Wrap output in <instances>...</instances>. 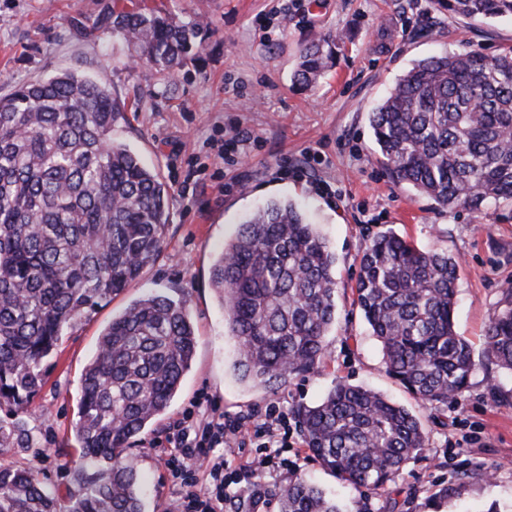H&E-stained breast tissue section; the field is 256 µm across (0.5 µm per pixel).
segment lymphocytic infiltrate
Listing matches in <instances>:
<instances>
[{
    "label": "lymphocytic infiltrate",
    "mask_w": 512,
    "mask_h": 512,
    "mask_svg": "<svg viewBox=\"0 0 512 512\" xmlns=\"http://www.w3.org/2000/svg\"><path fill=\"white\" fill-rule=\"evenodd\" d=\"M271 427H249L246 421H228L219 406L205 411H188L177 425L174 447L164 454V462L173 478L181 480L185 492L179 503V512H224V457L219 450L224 445L258 444L256 455L249 465L251 475L265 469L273 449L283 447L280 428L286 427L288 414L280 406L268 411ZM205 463L211 481L199 487L195 471L198 463Z\"/></svg>",
    "instance_id": "obj_1"
}]
</instances>
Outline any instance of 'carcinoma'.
<instances>
[{
    "label": "carcinoma",
    "instance_id": "obj_1",
    "mask_svg": "<svg viewBox=\"0 0 512 512\" xmlns=\"http://www.w3.org/2000/svg\"><path fill=\"white\" fill-rule=\"evenodd\" d=\"M473 21L512 19V0H433ZM112 32L160 71L199 51L207 30L136 2L113 0ZM343 37L300 47L294 81L311 88ZM125 103L103 83L63 72L0 97V454L31 448V405L68 329L121 294L158 254L169 189L112 138ZM382 164L438 206L480 216L512 202V49L420 60L369 117ZM458 257L392 232L365 244L353 306L381 344L389 376L424 405L466 388L471 348L454 323ZM240 382L281 388L329 358L336 254L290 200L258 207L211 270ZM485 358L512 373V285L489 318ZM197 336L185 304L160 293L112 318L85 366L74 424L80 463L63 501L37 474L0 466V512H143L128 445L179 391ZM317 463L356 490H382L426 448L420 418L374 390L336 383L294 410ZM272 496L279 512H342L301 475Z\"/></svg>",
    "mask_w": 512,
    "mask_h": 512
}]
</instances>
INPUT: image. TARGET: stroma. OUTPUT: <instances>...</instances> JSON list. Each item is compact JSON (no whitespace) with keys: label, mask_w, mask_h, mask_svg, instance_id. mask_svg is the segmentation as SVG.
I'll return each instance as SVG.
<instances>
[{"label":"stroma","mask_w":512,"mask_h":512,"mask_svg":"<svg viewBox=\"0 0 512 512\" xmlns=\"http://www.w3.org/2000/svg\"><path fill=\"white\" fill-rule=\"evenodd\" d=\"M175 19L204 22L201 52L172 73L156 72L113 34L112 0H0V97L64 71L106 84L129 110L113 136L170 189V222L157 258L109 303L88 311L64 337L28 419L37 443L0 456L32 470L61 498L79 462L73 422L80 377L100 332L134 299L156 291L185 303L198 346L166 413L136 437L143 512H177L180 488L161 455L172 425L198 399L226 420H265L318 404L339 381L378 391L417 414L428 445L385 489L359 493L311 459L296 419L282 456L295 472L267 470L231 485L224 512H276L271 493L292 474L343 501L347 512H487L512 506V373L487 364L484 328L512 282V204L482 217L448 210L396 184L378 158L369 114L413 63L470 48L512 49V21L479 23L436 10L431 0H145ZM346 36L335 67L317 86L292 83L301 43ZM244 154L229 157L232 136ZM298 203L328 237L337 258V315L330 360L275 390L238 381L236 349L209 277L212 258L251 211L271 198ZM391 230L418 247L459 257L455 324L475 367L457 401L424 406L390 378L379 342L352 305L367 240Z\"/></svg>","instance_id":"35a3bbf8"}]
</instances>
